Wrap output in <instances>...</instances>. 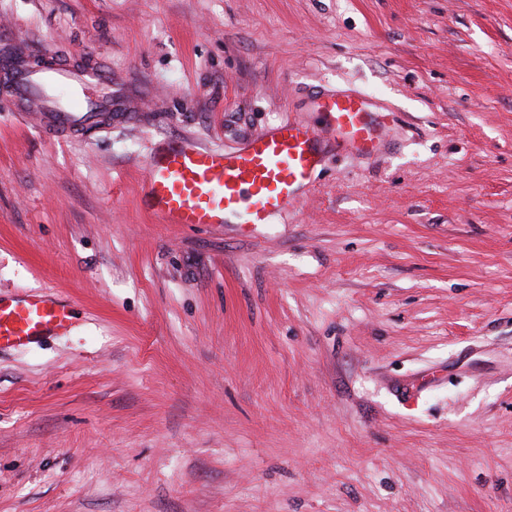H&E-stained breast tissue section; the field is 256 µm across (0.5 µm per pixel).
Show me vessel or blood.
Instances as JSON below:
<instances>
[{
  "label": "vessel or blood",
  "mask_w": 512,
  "mask_h": 512,
  "mask_svg": "<svg viewBox=\"0 0 512 512\" xmlns=\"http://www.w3.org/2000/svg\"><path fill=\"white\" fill-rule=\"evenodd\" d=\"M0 97L21 106L25 119L53 137L89 138L112 114V70L71 68L49 53L34 62L4 52ZM314 106L320 124L288 118L233 151L192 138L157 141L145 161L151 211L163 223L189 227L266 224L305 197L322 164L323 141L362 157L383 149L391 115L374 110L366 95L329 91ZM72 319V305L46 291L0 295V350L64 334Z\"/></svg>",
  "instance_id": "obj_1"
}]
</instances>
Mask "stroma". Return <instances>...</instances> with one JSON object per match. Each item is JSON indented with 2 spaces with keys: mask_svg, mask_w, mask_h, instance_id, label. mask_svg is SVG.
Returning a JSON list of instances; mask_svg holds the SVG:
<instances>
[{
  "mask_svg": "<svg viewBox=\"0 0 512 512\" xmlns=\"http://www.w3.org/2000/svg\"><path fill=\"white\" fill-rule=\"evenodd\" d=\"M104 61L61 141L0 99V512H512V0H0V48ZM353 89L386 150L328 156L241 233L165 224L155 141L232 151ZM73 307L44 290L14 297L0 294V350L26 346L42 336L64 334L71 326Z\"/></svg>",
  "mask_w": 512,
  "mask_h": 512,
  "instance_id": "35a3bbf8",
  "label": "stroma"
}]
</instances>
